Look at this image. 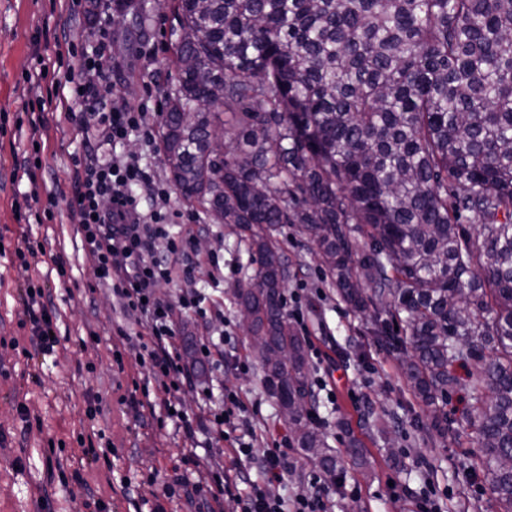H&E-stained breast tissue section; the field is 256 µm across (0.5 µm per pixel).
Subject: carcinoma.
Here are the masks:
<instances>
[{"label": "carcinoma", "instance_id": "carcinoma-1", "mask_svg": "<svg viewBox=\"0 0 512 512\" xmlns=\"http://www.w3.org/2000/svg\"><path fill=\"white\" fill-rule=\"evenodd\" d=\"M170 2L166 166L185 201L247 241L237 302L296 448L338 479L284 312L281 224L312 239L344 301L399 319L377 323L380 339L411 350L405 373L441 436L453 364L472 366V475L512 512L499 468L512 457V0ZM216 123L235 143L222 155Z\"/></svg>", "mask_w": 512, "mask_h": 512}]
</instances>
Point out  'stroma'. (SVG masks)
<instances>
[{
    "label": "stroma",
    "instance_id": "stroma-1",
    "mask_svg": "<svg viewBox=\"0 0 512 512\" xmlns=\"http://www.w3.org/2000/svg\"><path fill=\"white\" fill-rule=\"evenodd\" d=\"M170 9L157 0H0V512H85L99 500L102 512H185L180 497L162 494L173 475L194 478L182 458L187 442L178 420L151 417L138 403L173 399L177 409L201 412L202 391L237 393L255 428L253 453L262 457L288 439V423L269 394L258 365L248 372L217 371L202 359L204 336L224 334L225 354L250 358L249 340L235 304L237 289L252 274L250 253L235 228L214 223L201 208L172 195L171 230L204 225L193 281L161 283L157 293L176 301L200 289L220 313L202 321L176 312L182 361L195 384L167 395L148 368L139 366L138 327L94 275V257L81 245L73 217L76 161L93 153L78 123L50 115L47 128L32 130L27 107L53 97L70 77L59 44L84 52L109 47L102 73L114 96L131 107H149L147 133L118 148L137 158L155 180L167 182L159 160L163 94L170 86ZM48 64L34 76L37 58ZM27 235L37 253L23 262L16 250ZM288 262L285 298H297L304 314L300 334L311 337L329 361L308 355L309 381L335 364V395L317 391L311 411L339 459L333 512H413L414 502L436 489L437 512H495L485 483L471 469L478 451L466 422L472 402L468 369L456 367L463 386L448 397V436L426 425L422 405L408 382L403 351L383 346L371 312L341 298L315 247L287 224L278 237ZM48 289L58 342L36 351L29 288ZM197 452L225 474L257 479L254 464L240 460L228 443L197 431ZM288 471L269 485L274 496L294 497L322 478L319 467L288 448Z\"/></svg>",
    "mask_w": 512,
    "mask_h": 512
}]
</instances>
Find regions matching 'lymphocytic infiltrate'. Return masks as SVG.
Returning <instances> with one entry per match:
<instances>
[{
  "label": "lymphocytic infiltrate",
  "mask_w": 512,
  "mask_h": 512,
  "mask_svg": "<svg viewBox=\"0 0 512 512\" xmlns=\"http://www.w3.org/2000/svg\"><path fill=\"white\" fill-rule=\"evenodd\" d=\"M107 53L108 47L102 43L93 56L77 57L74 79L55 92V104L68 119H75L80 112L89 114L85 129L104 145L123 141L146 119L143 110L120 101L113 102L111 108L102 107L108 89L101 77V62ZM77 183L73 213L82 247L97 260L99 283L110 287L125 311L137 319L140 365L148 366L168 392L193 384L192 372L180 362L175 313L191 311L206 317L205 297L189 289L171 303L156 291L160 282L191 278L196 267L193 234L171 235L165 209L169 194L138 160L113 153L94 155L78 173ZM138 188L159 200V207L141 211L134 195ZM159 238L168 239V256L155 254L154 243ZM181 423L187 439H194L201 428L216 440L230 442L237 456L247 460L252 457L250 439L254 429L248 409L237 394H226L220 404L204 409L201 423L186 416ZM186 461L193 466L196 480L176 479L163 492L168 496L181 493L196 512H223L228 495L237 501L239 512H330L331 496L325 487L291 499L266 493V485L281 481L288 468L287 454L280 448L268 449L259 460L258 480L249 479L242 485L223 480L214 492L208 488L213 468L193 451Z\"/></svg>",
  "instance_id": "lymphocytic-infiltrate-1"
}]
</instances>
